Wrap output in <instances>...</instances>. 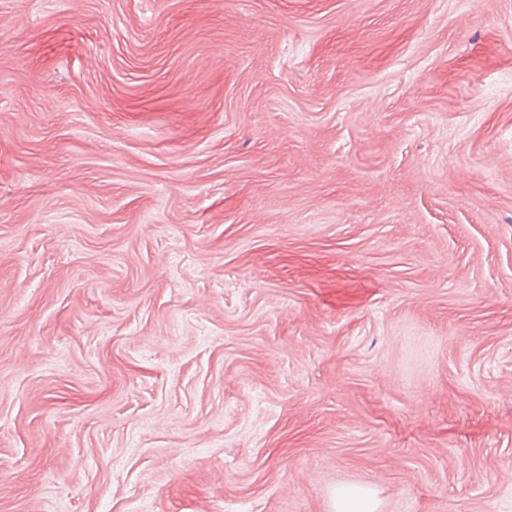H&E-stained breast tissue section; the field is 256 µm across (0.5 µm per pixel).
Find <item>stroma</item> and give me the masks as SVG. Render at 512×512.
<instances>
[{"instance_id":"obj_1","label":"stroma","mask_w":512,"mask_h":512,"mask_svg":"<svg viewBox=\"0 0 512 512\" xmlns=\"http://www.w3.org/2000/svg\"><path fill=\"white\" fill-rule=\"evenodd\" d=\"M0 0V512H512V0ZM336 512H376L378 501L372 489L337 490L333 496Z\"/></svg>"}]
</instances>
